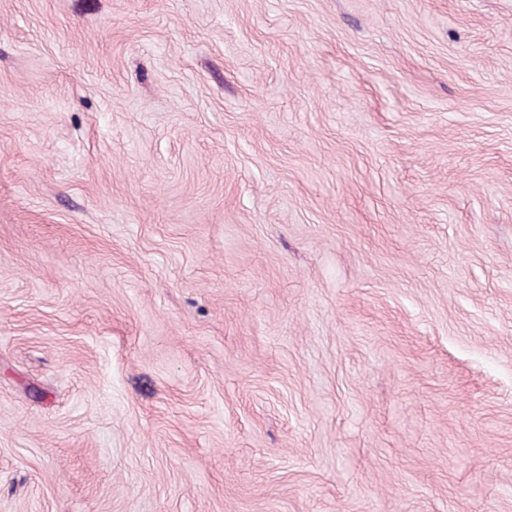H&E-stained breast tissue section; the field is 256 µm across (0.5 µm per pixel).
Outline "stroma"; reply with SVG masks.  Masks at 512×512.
Here are the masks:
<instances>
[{"mask_svg":"<svg viewBox=\"0 0 512 512\" xmlns=\"http://www.w3.org/2000/svg\"><path fill=\"white\" fill-rule=\"evenodd\" d=\"M0 512H512V0H0Z\"/></svg>","mask_w":512,"mask_h":512,"instance_id":"1","label":"stroma"}]
</instances>
